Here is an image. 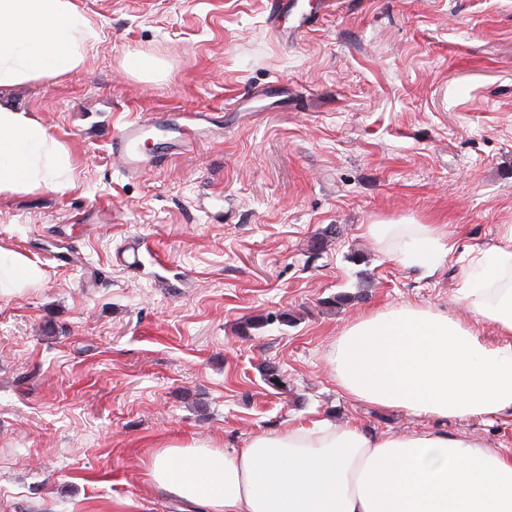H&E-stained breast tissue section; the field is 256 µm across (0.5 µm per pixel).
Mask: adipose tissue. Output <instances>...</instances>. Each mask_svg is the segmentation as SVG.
Segmentation results:
<instances>
[{
  "instance_id": "1",
  "label": "adipose tissue",
  "mask_w": 512,
  "mask_h": 512,
  "mask_svg": "<svg viewBox=\"0 0 512 512\" xmlns=\"http://www.w3.org/2000/svg\"><path fill=\"white\" fill-rule=\"evenodd\" d=\"M97 32L73 0H0V91L78 68ZM65 146L29 112L0 98V195L74 186ZM367 234L407 266L433 273L452 251L443 224L379 222ZM43 272L0 247V294ZM459 300L487 343L439 310L384 308L345 328L330 352L337 385L356 401L438 420L512 412V225L465 277ZM157 488L205 512H512V454L445 432L371 434L316 419L225 452L193 439L152 452Z\"/></svg>"
}]
</instances>
